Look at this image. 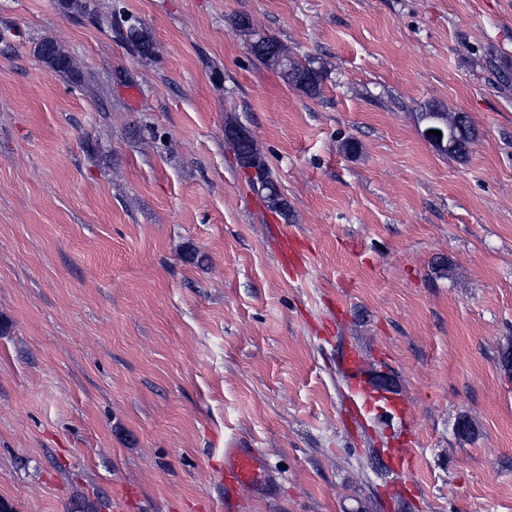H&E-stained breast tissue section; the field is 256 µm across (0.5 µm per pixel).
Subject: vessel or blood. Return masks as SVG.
I'll list each match as a JSON object with an SVG mask.
<instances>
[{
	"mask_svg": "<svg viewBox=\"0 0 512 512\" xmlns=\"http://www.w3.org/2000/svg\"><path fill=\"white\" fill-rule=\"evenodd\" d=\"M344 364L350 373L351 390L366 409H373L387 416L395 415L401 423H408L407 411L397 409L391 399L373 390L365 382L359 370L360 359L356 354H348ZM266 479V464L257 449L227 444L224 448V469L218 474V481L224 486V512H234L235 501L240 492L260 486Z\"/></svg>",
	"mask_w": 512,
	"mask_h": 512,
	"instance_id": "vessel-or-blood-1",
	"label": "vessel or blood"
}]
</instances>
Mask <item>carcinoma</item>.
<instances>
[{"label":"carcinoma","instance_id":"carcinoma-1","mask_svg":"<svg viewBox=\"0 0 512 512\" xmlns=\"http://www.w3.org/2000/svg\"><path fill=\"white\" fill-rule=\"evenodd\" d=\"M236 30L244 35L253 38L255 43H261L266 49H258L254 51L255 59L265 68L271 69L279 73L284 81L291 87L305 93L310 97H317L321 94V82L325 71L324 63L315 59H300L294 56L288 49V46L280 40L271 36H262L250 27L247 18L240 16L234 22ZM129 40L138 51L143 55L151 53L152 43L146 32L134 26L129 28ZM277 48V52L271 54L267 51V47ZM37 53L42 61L51 69L58 73L69 74L72 72V62L69 56L51 40H43L37 46ZM441 111L433 105L422 108V111L429 112L431 110ZM443 112V111H441ZM443 115L452 126H464V133L467 141H473V133L470 125L462 113L443 112ZM247 162L256 170V186L261 190L262 197L267 199L275 198L277 206L273 211L279 213L283 218L290 216L291 208L287 200L280 192L276 180L264 160L260 152H254Z\"/></svg>","mask_w":512,"mask_h":512}]
</instances>
